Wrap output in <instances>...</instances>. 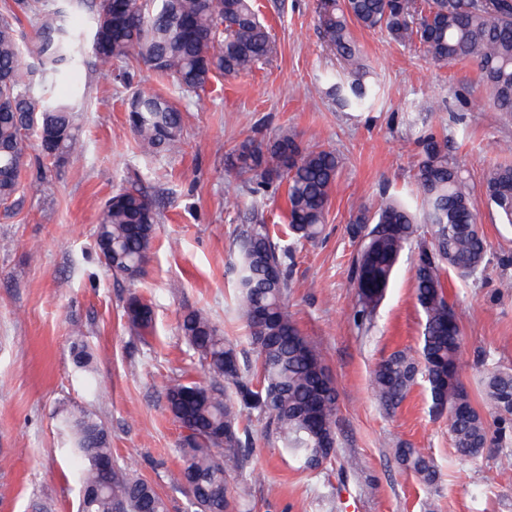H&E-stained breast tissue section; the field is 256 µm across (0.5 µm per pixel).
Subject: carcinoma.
Instances as JSON below:
<instances>
[{"label":"carcinoma","mask_w":512,"mask_h":512,"mask_svg":"<svg viewBox=\"0 0 512 512\" xmlns=\"http://www.w3.org/2000/svg\"><path fill=\"white\" fill-rule=\"evenodd\" d=\"M90 15L88 32L72 28L48 0H12L0 11V205L9 209L25 190L21 182L32 142L38 166H64L79 157V127L73 103L84 98L77 86L67 99L42 92L49 82L68 80L86 64L112 71L117 62H142L174 79L188 96H200L212 79L238 76L271 58L275 41L252 0H76ZM34 27L23 42L20 17ZM322 38L348 66V77L329 84L326 94L345 109H359L372 96L367 65L350 33L355 24L386 32L402 45L415 44L435 64L470 61L494 111L512 119V0H321ZM128 123L143 147L170 151L181 139L183 112L168 98L136 91L128 102ZM414 175L420 212L402 201L383 198L374 211L361 207L349 225L361 246L353 261L358 317L371 320L385 296L405 250L419 244L413 267L415 299L423 315L420 346L398 350L377 365L372 389L379 406L394 412L412 389L423 384L436 410L451 414L449 430L457 455L470 460L512 440V366L488 371L482 391L493 422L472 400L459 371L462 332L443 290V277L468 280L488 263L487 244L477 224L475 198L463 170L448 156V141L429 135L420 141ZM239 175L252 192L287 180L288 236L276 241L263 215L250 210L236 229L238 310L250 329L257 353L256 380L240 374L238 353L207 312L192 309L181 332L198 354L210 383L181 376L167 380L165 399L182 429V466L173 482L185 488L196 512H233L224 460L239 457L246 441L243 413H257L274 426L282 452L308 466L325 462L337 448V398L320 352L299 330L288 310L286 291L298 247L323 233L340 160L322 148L301 149L282 129L271 140L245 139L231 150ZM482 195L501 224L512 227V164L486 174ZM156 212L139 189L120 191L98 215L97 247L106 268L133 280L153 246ZM130 329L148 336L154 328L150 303L132 294L125 306ZM58 429L78 469L82 489H97L79 499V512H168L146 480L112 460L111 436L90 412L65 410ZM405 469L433 485L437 470L424 452L408 443L394 449Z\"/></svg>","instance_id":"1"}]
</instances>
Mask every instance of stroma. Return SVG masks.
Wrapping results in <instances>:
<instances>
[{
	"label": "stroma",
	"instance_id": "stroma-1",
	"mask_svg": "<svg viewBox=\"0 0 512 512\" xmlns=\"http://www.w3.org/2000/svg\"><path fill=\"white\" fill-rule=\"evenodd\" d=\"M277 52L239 77L213 79L201 98L183 96L167 78L132 62L129 85L106 72L80 68V157L40 171L30 161L23 182L39 181L18 205L0 207V512H77L80 478L61 446V408L92 411L108 429L112 455L150 482L169 512H194L170 474L181 464V430L164 395L169 376L204 381L197 355L179 326L192 309L207 310L235 344L246 376L256 353L236 311L234 236L259 208L276 238L288 237L287 186L261 195L230 167L240 141L265 140L281 129L301 148L321 147L341 159L321 239L300 249L290 271L288 307L320 352L338 391L339 445L316 470L279 451L273 427L242 416L249 448L226 463L230 487L248 484L237 512H512V469L500 451L459 459L448 417L436 413L423 387L386 414L372 395V372L390 353L417 348L422 314L414 295V252L402 256L370 326L358 324L353 260L360 248L347 232L360 205L389 193L415 202L418 140H447L451 156L480 186L496 164L512 163V120L479 105L473 63L437 65L415 46L380 30L352 27L376 90L363 110L341 108L325 93L346 66L319 28V0H256ZM155 91L185 114L180 145L148 152L130 131L132 92ZM141 188L158 207L148 262L132 281L113 277L95 247L97 216L114 192ZM487 241L485 271L463 282L445 280V295L462 330L460 377L484 407L481 378L512 366V233L479 201ZM137 292L155 312V332L130 331L125 300ZM91 355L96 389L73 362L75 345ZM406 442L433 461L439 478L428 486L397 461Z\"/></svg>",
	"mask_w": 512,
	"mask_h": 512
}]
</instances>
